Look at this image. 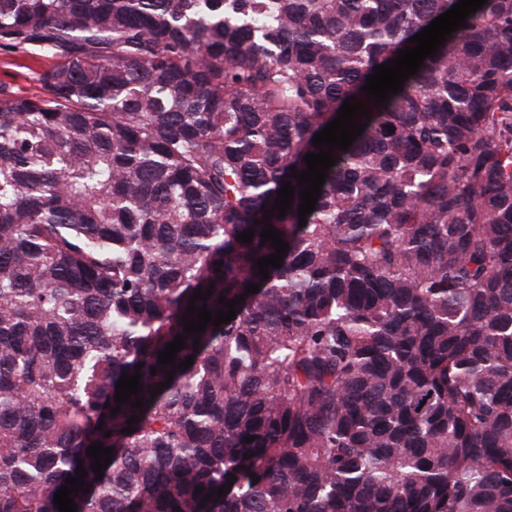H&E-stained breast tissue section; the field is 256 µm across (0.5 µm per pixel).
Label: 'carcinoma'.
Returning <instances> with one entry per match:
<instances>
[{"instance_id": "carcinoma-1", "label": "carcinoma", "mask_w": 512, "mask_h": 512, "mask_svg": "<svg viewBox=\"0 0 512 512\" xmlns=\"http://www.w3.org/2000/svg\"><path fill=\"white\" fill-rule=\"evenodd\" d=\"M457 2L0 0V46L60 58L0 91V512H59L80 459L77 512H512V0L361 92ZM352 96L301 227L290 167ZM211 285L245 301L151 396Z\"/></svg>"}]
</instances>
